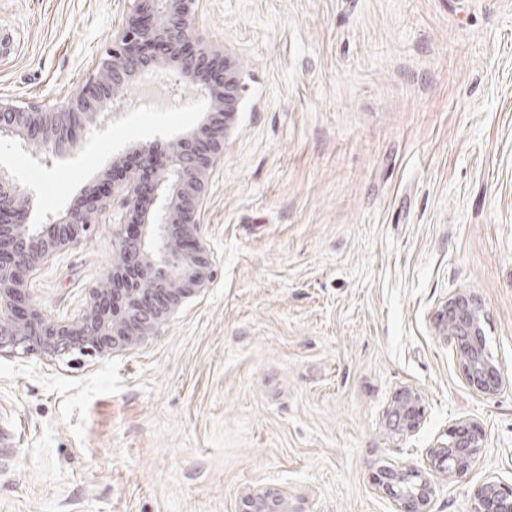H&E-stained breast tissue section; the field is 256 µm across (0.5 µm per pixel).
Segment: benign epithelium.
<instances>
[{"instance_id":"7a95c632","label":"benign epithelium","mask_w":512,"mask_h":512,"mask_svg":"<svg viewBox=\"0 0 512 512\" xmlns=\"http://www.w3.org/2000/svg\"><path fill=\"white\" fill-rule=\"evenodd\" d=\"M202 2L132 0L112 51L65 106L44 109L0 102V138L19 136L59 157L72 151L97 116L107 119L121 112L120 90L149 72L167 71L177 86H201L207 111L215 114L211 123L164 150L157 143L145 148L144 162L163 155L151 183L143 184L134 173L125 182L107 180L46 224L29 223L36 207L34 193L0 170V354L110 357L158 335L184 300L203 290L213 276L197 217L207 175L224 156V122L236 110L241 87L224 55L207 53L194 38ZM109 211L115 231L108 286L91 289L74 319L46 317L27 293L29 280L56 253L87 239L100 215ZM482 315L477 295L458 293L434 313V331L456 353L466 384L491 396L504 387L505 374L485 351ZM424 420L416 389L394 391L386 411L390 431L411 437ZM486 439L480 423L461 420L429 449L427 470L385 469L378 490L396 512H433V477L466 475ZM246 512H288V498L260 491L249 496ZM471 512H512V485L492 479L478 484Z\"/></svg>"}]
</instances>
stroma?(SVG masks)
<instances>
[{"mask_svg":"<svg viewBox=\"0 0 512 512\" xmlns=\"http://www.w3.org/2000/svg\"><path fill=\"white\" fill-rule=\"evenodd\" d=\"M130 0H0V100L64 105ZM243 87L208 175L200 235L214 276L160 335L108 358L0 355V512H394L382 467H426L462 419L486 446L443 477L434 512L512 483V0H204L194 23ZM70 155L0 140L33 223L117 154L200 125V89L165 74ZM112 216L28 283L70 320L112 267ZM474 291L505 386L467 387L433 312ZM416 388L415 436L385 434ZM425 420V408L420 393L410 387L394 391L386 411L390 431L402 438L414 436ZM245 512H288V498L283 493L260 491L247 499Z\"/></svg>","mask_w":512,"mask_h":512,"instance_id":"obj_1","label":"stroma"}]
</instances>
